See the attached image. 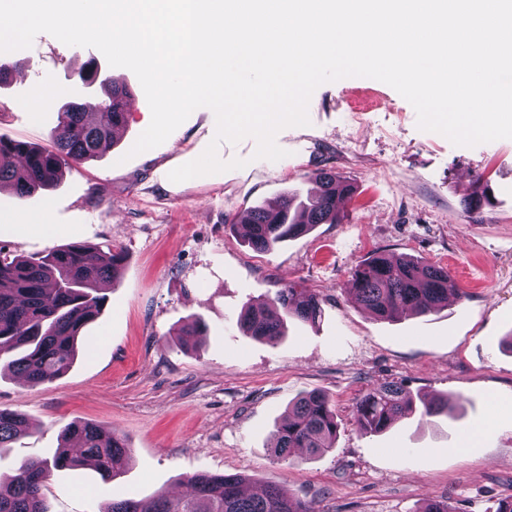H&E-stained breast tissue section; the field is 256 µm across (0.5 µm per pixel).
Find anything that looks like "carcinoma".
<instances>
[{"label":"carcinoma","instance_id":"cac0c4a2","mask_svg":"<svg viewBox=\"0 0 512 512\" xmlns=\"http://www.w3.org/2000/svg\"><path fill=\"white\" fill-rule=\"evenodd\" d=\"M80 80L99 84L95 112L88 115L85 103L71 100L59 112L53 131V147L44 149L0 136V189L7 187L24 198L58 181L62 166L98 155L114 141L126 123L125 90L100 77L97 64L87 63ZM312 179L316 194L306 199L287 194L276 208L250 211L248 243L256 250L309 233L318 224L338 221L336 201L353 193L354 187L340 177L317 171ZM491 192L482 179L463 201L473 213L491 204ZM124 257L120 252H101L75 242L54 248L38 257L0 256V360L30 385L51 383L73 366L83 333L103 312L105 297L100 284L112 281ZM347 292L353 300L383 320L408 312L426 314L448 306V298H462L448 269L426 261L380 254L357 264ZM322 314L320 299L292 287L250 304L240 326L269 344L283 336L284 321L294 317L314 323ZM205 327L197 320L178 333L185 345L197 344ZM396 384L368 389L356 402L353 415L366 433L382 434L400 419L416 413L423 417L451 415L446 398L421 401ZM29 428L27 417L0 409V448H7ZM338 425L328 397L313 390L300 395L288 408L274 434L273 455L280 461L294 458L298 448L311 455L334 446ZM127 440L119 433L91 422H72L64 429L63 444L52 459L25 461L7 487L0 486V512H48L42 489L53 471L74 468L90 460L102 480L123 473L129 456ZM245 479L238 474L196 473L184 480L178 495L160 492L147 499H114L106 512H314L287 489L270 485L259 493L243 491Z\"/></svg>","mask_w":512,"mask_h":512}]
</instances>
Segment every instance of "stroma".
<instances>
[{
	"instance_id": "35a3bbf8",
	"label": "stroma",
	"mask_w": 512,
	"mask_h": 512,
	"mask_svg": "<svg viewBox=\"0 0 512 512\" xmlns=\"http://www.w3.org/2000/svg\"><path fill=\"white\" fill-rule=\"evenodd\" d=\"M11 57L25 67L0 84L1 136L50 146L60 98L36 114L25 103L47 84L92 102L95 88L79 79L91 60L127 89L128 107L121 136L94 160L65 165L54 189L24 199L0 191V252L35 256L81 242L124 255L64 376L33 386L0 374V408L31 424L0 450L1 474L52 457L69 423L89 421L126 438L125 471L109 483L88 467L55 472L44 489L48 512H100L115 499L176 494L198 472L240 474L251 489L285 487L316 512H420L432 498L453 512H496L512 495V353L499 347L512 332V139L453 145L419 130L413 106L389 85L347 77L316 88L309 125L277 134L285 158H255L251 138L224 142L219 157L245 167L174 183L169 172L214 138L211 109H196L163 144L134 156L151 111L131 70L46 33ZM365 96L366 119L352 123ZM322 169L356 188L339 204L338 223L267 252L245 243L241 217L287 192H310L312 173ZM476 174L494 201L470 216L461 202ZM32 216L57 234L12 228ZM379 252L446 267L462 299L378 319L347 288L353 267ZM288 286L319 296L318 322L288 320L274 345L246 335L238 323L244 307ZM196 319L207 334L184 346L177 334ZM383 383L417 399L448 397L460 403L459 417H412L383 434L363 433L354 405ZM314 389L336 413L333 450L277 460L276 424ZM476 429L478 442L465 445L464 432Z\"/></svg>"
}]
</instances>
